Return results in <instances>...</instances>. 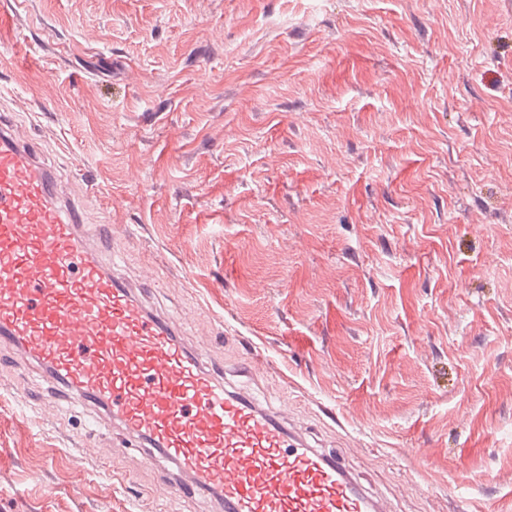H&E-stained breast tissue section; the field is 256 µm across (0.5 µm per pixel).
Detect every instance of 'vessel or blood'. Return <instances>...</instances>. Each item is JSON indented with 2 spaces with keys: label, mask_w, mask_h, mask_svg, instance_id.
Instances as JSON below:
<instances>
[{
  "label": "vessel or blood",
  "mask_w": 512,
  "mask_h": 512,
  "mask_svg": "<svg viewBox=\"0 0 512 512\" xmlns=\"http://www.w3.org/2000/svg\"><path fill=\"white\" fill-rule=\"evenodd\" d=\"M183 325L147 310L119 264H102L80 209L0 114V342L44 369L58 400L101 412L144 449L167 492L221 512H392L341 456L227 390Z\"/></svg>",
  "instance_id": "b4317fda"
}]
</instances>
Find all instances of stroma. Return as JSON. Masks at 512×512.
I'll return each instance as SVG.
<instances>
[{
  "mask_svg": "<svg viewBox=\"0 0 512 512\" xmlns=\"http://www.w3.org/2000/svg\"><path fill=\"white\" fill-rule=\"evenodd\" d=\"M0 34V110L191 349L393 512H512L505 0H0ZM44 386L0 350V512H209Z\"/></svg>",
  "mask_w": 512,
  "mask_h": 512,
  "instance_id": "obj_1",
  "label": "stroma"
}]
</instances>
